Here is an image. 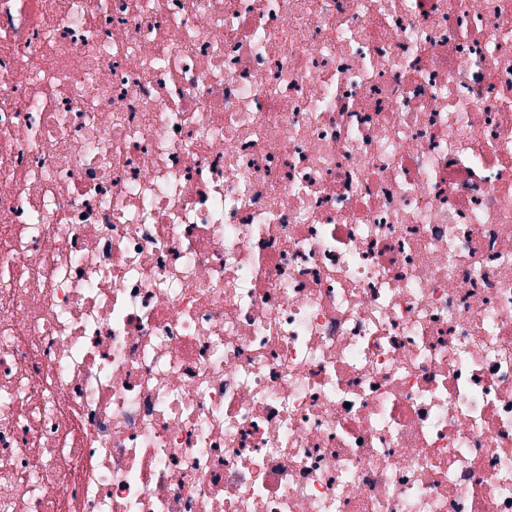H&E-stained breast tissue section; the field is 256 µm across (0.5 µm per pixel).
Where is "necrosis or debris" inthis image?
<instances>
[{"instance_id": "4bbe7bcc", "label": "necrosis or debris", "mask_w": 512, "mask_h": 512, "mask_svg": "<svg viewBox=\"0 0 512 512\" xmlns=\"http://www.w3.org/2000/svg\"><path fill=\"white\" fill-rule=\"evenodd\" d=\"M0 512H512V0H0Z\"/></svg>"}]
</instances>
